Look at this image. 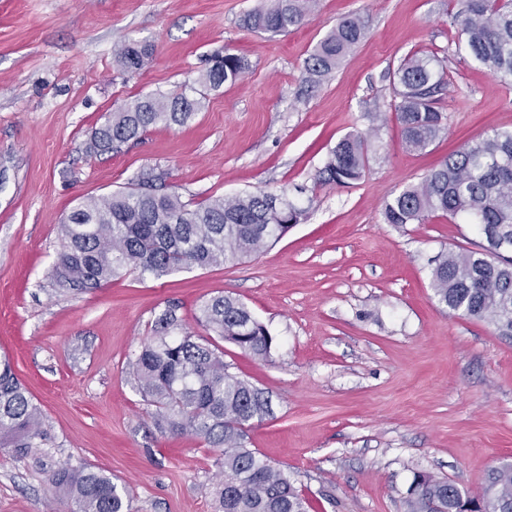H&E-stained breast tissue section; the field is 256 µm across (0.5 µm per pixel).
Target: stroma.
I'll return each instance as SVG.
<instances>
[{
    "instance_id": "obj_1",
    "label": "stroma",
    "mask_w": 512,
    "mask_h": 512,
    "mask_svg": "<svg viewBox=\"0 0 512 512\" xmlns=\"http://www.w3.org/2000/svg\"><path fill=\"white\" fill-rule=\"evenodd\" d=\"M457 3L318 0L309 22L272 36L241 23L260 0H0V353L47 416L52 464L110 475L135 512H215L216 452L157 431L125 367L168 303L200 336L199 308L218 294L274 337L268 359L228 344L224 360L271 394L248 445L288 471L313 512H405L416 473L467 494L512 462V336L449 311L431 287V257L475 248L476 231L439 214L402 227L382 215L464 144L512 128V83L459 51ZM349 14L364 41L304 91L305 59ZM132 41L153 53L127 73L114 54ZM224 48L250 68L202 112L85 153L113 110L179 92ZM415 52L448 74L447 128L422 152L402 139L389 79ZM350 132L367 138L362 178L319 184ZM149 169L186 202L262 190L299 202L305 218L234 263L160 278L124 270L86 294L58 287L49 271L65 215ZM75 510L47 470L0 448V512Z\"/></svg>"
}]
</instances>
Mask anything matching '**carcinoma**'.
I'll return each mask as SVG.
<instances>
[{
	"instance_id": "cac0c4a2",
	"label": "carcinoma",
	"mask_w": 512,
	"mask_h": 512,
	"mask_svg": "<svg viewBox=\"0 0 512 512\" xmlns=\"http://www.w3.org/2000/svg\"><path fill=\"white\" fill-rule=\"evenodd\" d=\"M317 0H265L244 25L287 33L314 16ZM467 53L502 82L512 80V0H465L451 16ZM365 37L356 15L346 16L305 59L307 83L328 80ZM152 54L147 44L125 43L115 62L136 72ZM195 84L180 94L139 95L110 113L86 144L93 153L116 151L140 140L152 127L183 125L205 108L208 92L235 83L248 60L224 52L207 60ZM396 111L408 148L427 149L446 130L439 95L443 66L415 53L392 72ZM368 162L363 136L348 134L330 153L318 181L344 186L361 178ZM153 171L139 175V188L90 197L60 225L61 249L51 278L76 293L106 285L120 269L157 278L185 269L239 261L277 240L304 210L276 194L259 191L211 197L190 206L157 186ZM279 201L281 206L273 205ZM475 226L477 248L442 250L433 260L432 288L452 312L488 320L512 336V129L449 155L423 179L402 189L383 208L387 224H422L432 214ZM178 305L154 321L152 336L127 364V374L160 433L189 435L219 452L216 512H308L309 504L283 469L248 447L253 422L271 414L269 393L224 361V349L182 331ZM198 322L209 334L258 358L270 356L273 337L239 300L220 295L200 307ZM0 447L21 457L52 448L47 417L18 379L11 358L0 355ZM52 488L74 501L77 512H132L126 488L90 467L59 466L49 472ZM406 512H512V464L489 470L480 491L462 495L446 478L417 473L408 489Z\"/></svg>"
}]
</instances>
